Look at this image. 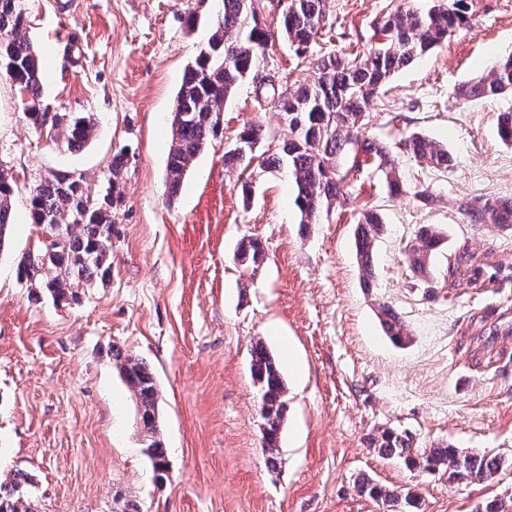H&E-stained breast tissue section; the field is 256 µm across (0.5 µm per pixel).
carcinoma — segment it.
Masks as SVG:
<instances>
[{"instance_id": "1", "label": "carcinoma", "mask_w": 512, "mask_h": 512, "mask_svg": "<svg viewBox=\"0 0 512 512\" xmlns=\"http://www.w3.org/2000/svg\"><path fill=\"white\" fill-rule=\"evenodd\" d=\"M255 0H221L222 7L212 21L207 46L200 50L194 64L187 68L170 114L171 145L167 160L166 183L170 196L178 194L183 180L207 144L223 130L224 102L237 84L255 69L271 33L261 24L254 8ZM327 0H290L277 25L297 48L307 46L326 24ZM470 26L467 0H431L425 10L396 9L374 25L377 41L362 53L346 52L318 60L314 77L292 90L281 93L275 106L288 124L291 139L280 151L268 156L262 165L267 169L288 167L297 189L296 205L300 223L315 224L323 210L340 201H349L344 183L350 176L374 168L382 173L388 189L401 191L402 183L392 151L385 145L362 140L360 129L370 119V106L379 92L398 71L413 64L460 29ZM0 71L18 82L16 90L27 100L25 118L34 130H43L50 140L68 151L87 145L97 128L90 116L70 117L51 112L42 100V62L29 35L22 0H0ZM512 93V55L498 58L485 77L472 79L460 89L465 100H477ZM500 139L512 145V112L498 117ZM265 139L262 127L244 128L238 140L255 147ZM399 148L430 167L446 169L452 162L448 150L418 133L403 138ZM252 155L232 148L224 153V166L247 167ZM126 154L112 157L109 188L103 198L85 193L82 177L58 174L43 180L32 191L29 220L44 229L58 228L61 234L50 242H39L18 261V277L29 287L47 292L54 300L66 303L79 299L78 290L112 273V204L113 191L122 179ZM14 179L0 168V250L14 224L12 196ZM472 224H492L512 231V198L487 200L467 206ZM382 228L377 212H358L354 245L363 286L370 287L374 278L373 251ZM441 232L429 225L411 247L417 270L426 273L425 261L440 243ZM243 265H256L263 259V247L256 239L243 241L237 248ZM511 271L494 265L481 255H459L450 276L473 288H483ZM378 317L390 339L403 344L410 331L398 314L381 305ZM512 335V319L489 329L488 335L475 339L477 348H488L498 336ZM117 367L139 403V416L145 453L157 472L166 467V450L157 439V390L149 369L138 358L124 357ZM251 369L262 397L264 419L262 448L269 463H275L280 430L286 412V387L282 373L265 344L255 343L251 350ZM383 458H401L413 469L441 471L448 481H484L493 478L506 463L501 455L466 452L452 444L426 448L413 447L412 438L386 430L372 441ZM19 474L11 489L0 496V512H31L24 505L23 485ZM361 496L380 500L390 506L413 500L368 479L355 486Z\"/></svg>"}]
</instances>
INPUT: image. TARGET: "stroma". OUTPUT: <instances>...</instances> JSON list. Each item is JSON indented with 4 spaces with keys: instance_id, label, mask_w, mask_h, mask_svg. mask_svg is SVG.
<instances>
[{
    "instance_id": "35a3bbf8",
    "label": "stroma",
    "mask_w": 512,
    "mask_h": 512,
    "mask_svg": "<svg viewBox=\"0 0 512 512\" xmlns=\"http://www.w3.org/2000/svg\"><path fill=\"white\" fill-rule=\"evenodd\" d=\"M24 0L39 51L43 100L51 111L93 115L83 150L58 148L27 123L0 75V167L18 188L15 224L0 251V484L27 473L33 512H386L358 495L368 477L414 497L416 512H475L498 497L512 512V336L476 350L483 322L512 309V280L486 288L452 283L462 251L512 268V233L470 223L464 204L512 197V146L497 115L512 93L479 101L461 86L512 54V0H467L473 27L397 73L371 108L364 136L390 146L411 133L447 148L448 170L399 155L404 192L391 196L366 174L348 180L350 201L301 225L287 169L224 166L245 126L262 125L259 150L289 135L259 77L311 79L318 59L367 50L390 9L429 0H327V21L305 50L274 36L254 75L224 104L221 135L196 158L176 199L165 189L170 113L185 69L203 48L217 0ZM198 22L188 26V15ZM127 169L112 209V276L76 304L31 297L16 275L32 248L29 192L70 172L104 189L116 152ZM251 182L244 199L242 182ZM435 198L423 205L415 193ZM370 207L383 229L375 280L363 287L354 249L357 212ZM442 240L427 276L409 249L423 226ZM265 256L244 267L241 240ZM412 331L395 345L378 303ZM263 341L287 388L275 464L261 447L263 419L250 349ZM143 359L158 390L167 448L164 480L144 454L137 401L116 354ZM395 430L417 448L445 442L505 456L490 481L449 483L446 474L381 458L371 436Z\"/></svg>"
}]
</instances>
